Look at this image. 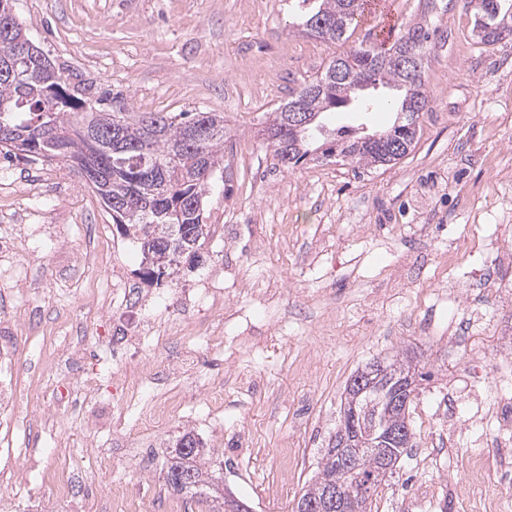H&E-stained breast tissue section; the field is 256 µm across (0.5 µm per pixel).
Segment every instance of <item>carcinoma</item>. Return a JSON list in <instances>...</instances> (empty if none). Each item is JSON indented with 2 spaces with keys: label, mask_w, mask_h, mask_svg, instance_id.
<instances>
[{
  "label": "carcinoma",
  "mask_w": 512,
  "mask_h": 512,
  "mask_svg": "<svg viewBox=\"0 0 512 512\" xmlns=\"http://www.w3.org/2000/svg\"><path fill=\"white\" fill-rule=\"evenodd\" d=\"M304 21L307 33L324 41L348 40L362 16L361 0H315ZM473 11L472 32L485 45L497 44L491 29L512 27V0H465ZM333 21L331 32L320 29V19ZM30 39L19 19L10 30L0 33V57L12 55L15 47ZM430 33L421 23L408 24L388 48L361 46L333 59L321 75L301 85L288 102L268 117L266 131L278 136L268 141L278 164L294 168L316 154L333 150L341 161L355 169L390 165L405 157L419 138V113L427 106L425 61ZM419 58L418 74L409 76L398 63L400 54ZM367 87L398 93L397 116L382 131L367 132L357 126H333L326 117L352 104L370 106L357 88ZM302 101L315 122L305 132L287 128V111ZM81 90L69 88L62 73L42 71L25 59L16 60L13 75L0 76V126L12 129L14 137L0 138V155L5 159L24 155L30 162L80 160L87 168L103 172V191L92 188L104 199L112 220L126 227L125 234L136 240L143 259L153 258L166 272L175 270L183 250L202 246L206 227L202 198L224 160V116L216 112H130L100 109L84 111ZM212 127L209 137L196 143L187 131L201 119ZM123 122L124 139L132 150L110 152L112 126ZM22 141L19 147L16 141ZM158 168L149 176L140 168L141 149ZM390 389L363 394L349 403L356 410L360 433L379 436L382 425L405 427L409 412H386L384 398ZM201 442L191 434L179 437L169 452L165 485L178 492L221 500L212 512H225L235 504L220 490L221 472L201 462ZM356 476L371 482L372 489L394 474L380 463L381 448L366 445L352 449ZM353 477L340 466L336 447L329 445L318 462V475L303 497L317 499L332 485H349Z\"/></svg>",
  "instance_id": "obj_1"
}]
</instances>
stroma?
Wrapping results in <instances>:
<instances>
[{"label":"stroma","instance_id":"35a3bbf8","mask_svg":"<svg viewBox=\"0 0 512 512\" xmlns=\"http://www.w3.org/2000/svg\"><path fill=\"white\" fill-rule=\"evenodd\" d=\"M465 0H388L397 25L432 29L425 64L428 104L421 135L397 164L353 169L309 160L279 168L266 120L290 92L319 76L347 47L376 42L381 16L362 17L348 43L305 34L299 0H16L32 41L89 99L102 92L137 112H218L224 169L203 196L202 260L174 281L141 278L142 256L94 189L68 162L0 159V226L21 224L13 270L0 265V315H15L11 352L34 381L42 414L61 390L98 373L96 397L60 412L56 430L18 422L0 448L26 449L46 465L85 442L109 449L112 466L78 480L79 512H110L107 488L121 480L145 512H164L168 453L192 432L224 487L251 512H294L334 436L347 382L377 358L411 355L429 380L410 409L416 445L373 493L371 512H474L495 491L512 512V434L487 440L478 401L512 397V267L495 261V241L512 243V44L486 46L472 34ZM119 267L128 303L90 311L89 289L110 285ZM279 281L283 298L263 307L251 288ZM466 282L460 301L448 285ZM224 295L223 349L185 341L183 317L210 320L208 292ZM154 325L138 347V321ZM131 332L113 351L116 329ZM84 339V360L56 370L54 338ZM128 363L154 367L153 389L183 393L186 406L151 432L112 425ZM224 384V410L207 403ZM293 462L281 468V452ZM483 475L469 498L472 456ZM0 478V512H70Z\"/></svg>","mask_w":512,"mask_h":512}]
</instances>
